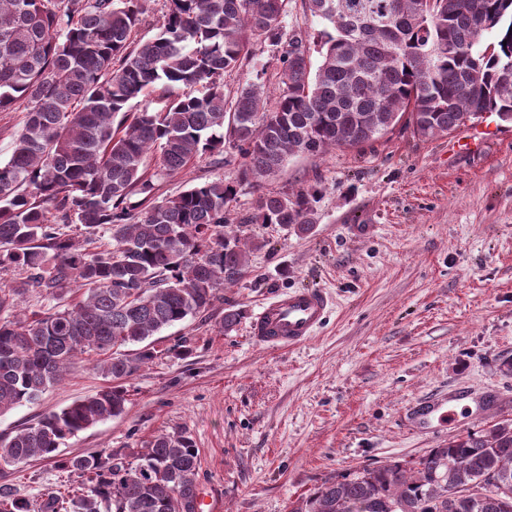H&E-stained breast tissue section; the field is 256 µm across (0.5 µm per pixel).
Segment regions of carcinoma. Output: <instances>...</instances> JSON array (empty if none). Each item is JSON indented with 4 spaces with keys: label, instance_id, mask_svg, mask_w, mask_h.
Masks as SVG:
<instances>
[{
    "label": "carcinoma",
    "instance_id": "carcinoma-1",
    "mask_svg": "<svg viewBox=\"0 0 512 512\" xmlns=\"http://www.w3.org/2000/svg\"><path fill=\"white\" fill-rule=\"evenodd\" d=\"M167 2L158 33L138 42L141 0H0V112L28 104L0 164V272L21 274L0 286V414L35 403L84 358L110 381L1 438L0 465L44 459L77 474L72 512H201L199 449L182 431L130 457L59 458L65 441L123 414L125 381L155 358L145 341L208 311L245 272L228 230L237 185L216 178L161 198L157 179L230 148L242 178L259 180L295 153L360 150L404 118L424 139L486 112L512 123V0H302L324 25L316 67L286 26L290 0ZM494 28L500 40L484 42ZM256 43L279 53L272 111L256 84L224 95V74ZM145 93L161 107L129 110ZM317 195L263 196L245 222L307 232ZM30 288L49 308L18 318ZM502 479L512 482V424L496 423L328 479L290 512H512V497H452ZM0 512H29L7 480Z\"/></svg>",
    "mask_w": 512,
    "mask_h": 512
}]
</instances>
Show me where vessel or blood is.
Returning <instances> with one entry per match:
<instances>
[{
  "mask_svg": "<svg viewBox=\"0 0 512 512\" xmlns=\"http://www.w3.org/2000/svg\"><path fill=\"white\" fill-rule=\"evenodd\" d=\"M330 299L314 288L279 294L263 305L251 319V334L262 345L290 349L308 342L323 325ZM486 404L487 399L469 389H458L454 395L433 394L409 406L411 425L432 430L445 429L456 422L470 401Z\"/></svg>",
  "mask_w": 512,
  "mask_h": 512,
  "instance_id": "vessel-or-blood-1",
  "label": "vessel or blood"
}]
</instances>
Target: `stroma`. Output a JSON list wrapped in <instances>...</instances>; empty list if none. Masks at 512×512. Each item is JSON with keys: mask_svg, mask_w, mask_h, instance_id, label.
<instances>
[{"mask_svg": "<svg viewBox=\"0 0 512 512\" xmlns=\"http://www.w3.org/2000/svg\"><path fill=\"white\" fill-rule=\"evenodd\" d=\"M278 71L270 50H257L225 75L224 92L257 84L275 105ZM472 130L479 149L457 153L455 142ZM239 162L231 150L206 155L161 178L158 194L218 177L236 182L229 209L247 243L246 274L207 312L156 335L155 358L126 382L124 413L67 440L61 457L128 454L179 430L199 450L200 489L215 512H289L328 478L512 420V125L486 113L424 140L402 122L362 151L298 154L260 181L241 180ZM312 186L321 194L310 232L243 223L260 196ZM302 288L331 299L315 336L284 351L256 343L252 315ZM232 310L240 319L223 331ZM459 383L496 396V406L442 433L407 430V406ZM106 384L79 362L37 403L0 415V437ZM4 480L31 512L47 491L79 483L44 460L0 465Z\"/></svg>", "mask_w": 512, "mask_h": 512, "instance_id": "1", "label": "stroma"}]
</instances>
